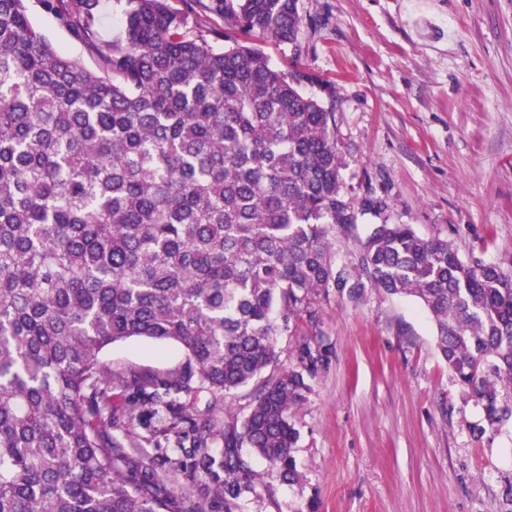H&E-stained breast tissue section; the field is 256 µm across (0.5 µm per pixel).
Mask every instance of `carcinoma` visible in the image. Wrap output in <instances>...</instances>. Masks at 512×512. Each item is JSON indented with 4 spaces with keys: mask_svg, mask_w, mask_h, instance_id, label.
<instances>
[{
    "mask_svg": "<svg viewBox=\"0 0 512 512\" xmlns=\"http://www.w3.org/2000/svg\"><path fill=\"white\" fill-rule=\"evenodd\" d=\"M123 2L106 42L99 0H39L89 68L46 39L28 0H0V512H198L156 474L130 477L111 429L119 411L132 422L200 392L201 422H170L193 432L175 465L216 483L224 512L270 478L298 481L292 409L331 347L304 338L275 370L278 337L369 289L416 298L488 428L512 425L511 271L412 224H372L337 257L336 230L385 203L346 188L336 87L299 65V0ZM211 15L225 30L203 25ZM229 29L233 45L215 47ZM254 38L289 46L293 65L272 66ZM131 338L179 347L183 369L114 375L100 354ZM245 387L243 415L224 419Z\"/></svg>",
    "mask_w": 512,
    "mask_h": 512,
    "instance_id": "1",
    "label": "carcinoma"
}]
</instances>
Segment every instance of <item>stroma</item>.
Masks as SVG:
<instances>
[{
  "label": "stroma",
  "instance_id": "35a3bbf8",
  "mask_svg": "<svg viewBox=\"0 0 512 512\" xmlns=\"http://www.w3.org/2000/svg\"><path fill=\"white\" fill-rule=\"evenodd\" d=\"M29 7L55 47L93 65L39 0ZM299 12L302 65L336 84L346 185L387 204L364 223L410 224L463 258L512 268V0H300ZM317 331L331 355L293 412L301 478L274 482L244 512H512V429L476 432L482 408L456 385L413 299H333ZM101 359L162 376L185 355L131 339ZM131 429L168 492L224 512L174 469L166 421Z\"/></svg>",
  "mask_w": 512,
  "mask_h": 512
}]
</instances>
